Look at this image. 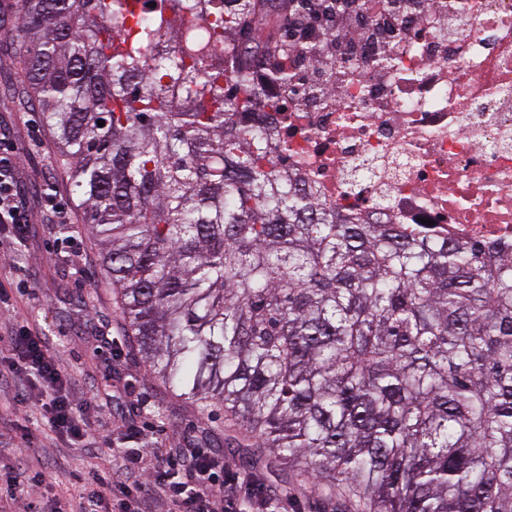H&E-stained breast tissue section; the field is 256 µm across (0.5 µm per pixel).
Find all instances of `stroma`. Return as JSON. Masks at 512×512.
<instances>
[{
	"label": "stroma",
	"instance_id": "1",
	"mask_svg": "<svg viewBox=\"0 0 512 512\" xmlns=\"http://www.w3.org/2000/svg\"><path fill=\"white\" fill-rule=\"evenodd\" d=\"M17 19V0H0V128L14 136L20 159L18 183L37 214L23 240H15L11 230L0 231V266L11 268L19 286L13 306L38 318L54 357L71 378L75 402L96 394L101 420L96 448L81 451L36 420L20 421L11 402L23 380L0 381V475L53 472L56 484L42 489L39 508L54 512L62 489L71 487L75 476L101 463L120 469L123 452L146 444L163 453L195 446L210 449L226 470L249 473L284 494L286 512H362V504L318 493L309 481L283 483L277 472L245 460L230 442L235 427L225 420L222 409L204 415L179 402L147 375L135 352L122 348L119 310L111 288L102 282L93 241L81 232L60 233L58 225L47 223L38 211L47 189H55L66 202L71 194L58 166L57 146L39 113L4 99L22 76L18 58L8 51ZM72 251L87 258L81 273H74L62 259L63 253ZM21 424L33 435L22 458L12 450Z\"/></svg>",
	"mask_w": 512,
	"mask_h": 512
}]
</instances>
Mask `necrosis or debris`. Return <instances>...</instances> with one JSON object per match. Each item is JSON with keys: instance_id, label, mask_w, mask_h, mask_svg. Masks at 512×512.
Segmentation results:
<instances>
[{"instance_id": "1", "label": "necrosis or debris", "mask_w": 512, "mask_h": 512, "mask_svg": "<svg viewBox=\"0 0 512 512\" xmlns=\"http://www.w3.org/2000/svg\"><path fill=\"white\" fill-rule=\"evenodd\" d=\"M353 41L293 55V93L256 69L282 161L354 223L512 246V0H416Z\"/></svg>"}]
</instances>
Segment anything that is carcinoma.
Masks as SVG:
<instances>
[{
	"mask_svg": "<svg viewBox=\"0 0 512 512\" xmlns=\"http://www.w3.org/2000/svg\"><path fill=\"white\" fill-rule=\"evenodd\" d=\"M17 2L20 91L148 376L370 512H512V249L348 224L277 161L252 72L327 62L261 40L306 0Z\"/></svg>",
	"mask_w": 512,
	"mask_h": 512,
	"instance_id": "obj_1",
	"label": "carcinoma"
}]
</instances>
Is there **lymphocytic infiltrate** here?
I'll list each match as a JSON object with an SVG mask.
<instances>
[{
    "label": "lymphocytic infiltrate",
    "instance_id": "f902f5d3",
    "mask_svg": "<svg viewBox=\"0 0 512 512\" xmlns=\"http://www.w3.org/2000/svg\"><path fill=\"white\" fill-rule=\"evenodd\" d=\"M19 157L7 132L0 130V224L10 225L15 237H23L34 213L16 184ZM18 362L0 369V378L27 372L40 387L38 400L18 394L17 406L38 413L49 430L76 440L93 430L92 423L73 407L68 394V375L51 354V348L33 318L13 316ZM134 484L114 481L110 472L97 468L79 477L73 502L58 512H279L266 488L253 484L247 475L225 476L207 449L185 448L166 456L141 448L125 456Z\"/></svg>",
    "mask_w": 512,
    "mask_h": 512
}]
</instances>
